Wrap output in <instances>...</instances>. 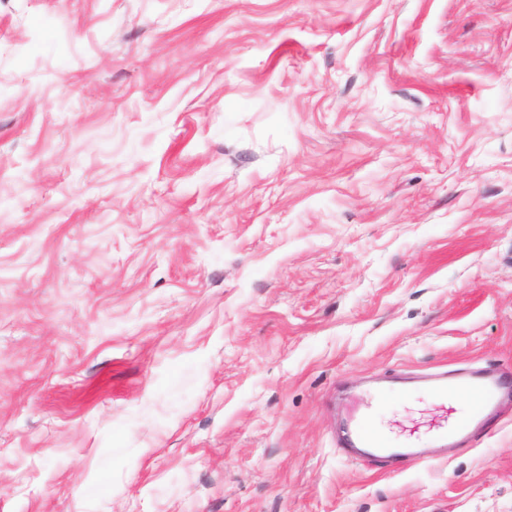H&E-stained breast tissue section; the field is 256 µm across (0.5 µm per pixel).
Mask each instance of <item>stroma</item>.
Returning a JSON list of instances; mask_svg holds the SVG:
<instances>
[{"label": "stroma", "instance_id": "stroma-1", "mask_svg": "<svg viewBox=\"0 0 512 512\" xmlns=\"http://www.w3.org/2000/svg\"><path fill=\"white\" fill-rule=\"evenodd\" d=\"M512 0H0V512H512ZM505 390V382L501 375L496 373H473L460 376L451 382L445 377H437L429 387V393L448 409V396L451 394L473 393L476 401L473 404L470 416L466 419H455L450 424L447 421L439 425L433 433V438L441 447L447 446L448 440L469 431L473 426L479 425L486 414L494 411ZM372 402L348 413L350 446L364 448L366 460L398 458L418 461L424 458L419 439L396 440L381 432L372 418Z\"/></svg>", "mask_w": 512, "mask_h": 512}]
</instances>
